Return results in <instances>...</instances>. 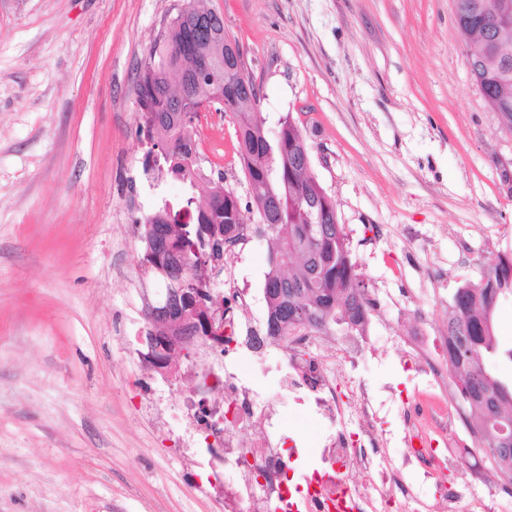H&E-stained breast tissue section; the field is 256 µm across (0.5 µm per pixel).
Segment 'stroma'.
I'll return each instance as SVG.
<instances>
[{
    "mask_svg": "<svg viewBox=\"0 0 512 512\" xmlns=\"http://www.w3.org/2000/svg\"><path fill=\"white\" fill-rule=\"evenodd\" d=\"M187 0H0V512H224L204 449L184 447L177 401L193 383L140 367L146 302L130 211L158 198L200 207L141 176L159 150L137 76ZM220 12L260 92L268 134L292 115L336 202L379 309L373 351L347 372L368 391L393 464L409 401L431 389L408 358L447 326L457 288L512 254V130L471 79L452 0H202ZM198 165L239 199L238 287L262 302L269 243L237 154L233 119L201 112ZM435 310L426 324L415 306ZM154 401L166 420L152 417ZM282 437L295 476L317 466L312 399L289 398ZM447 474L455 512H512L481 448Z\"/></svg>",
    "mask_w": 512,
    "mask_h": 512,
    "instance_id": "stroma-1",
    "label": "stroma"
}]
</instances>
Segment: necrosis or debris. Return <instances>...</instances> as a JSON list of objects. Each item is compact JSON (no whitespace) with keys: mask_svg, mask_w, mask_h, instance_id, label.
Listing matches in <instances>:
<instances>
[{"mask_svg":"<svg viewBox=\"0 0 512 512\" xmlns=\"http://www.w3.org/2000/svg\"><path fill=\"white\" fill-rule=\"evenodd\" d=\"M230 303L217 310L224 326V357L194 374L193 392L182 397L180 410L186 442L211 440L217 465L212 484L224 496V512H391L396 496L411 497L403 468L375 466L382 455L378 416L361 386L343 400L337 390L345 365L363 352L370 338L353 335L344 345L327 335L298 329L287 336L289 358L270 387L257 391L249 383L271 349L264 328L248 323L249 303L243 289H230ZM311 394L321 406L324 424L321 463L304 482L288 478L298 458L296 447L280 441L282 392ZM412 401L407 420L410 452L405 466L419 465L426 477L457 469L458 460L434 448L414 422L426 410ZM430 410L442 437L467 445L472 431L467 415L438 402ZM390 494L374 499L377 486Z\"/></svg>","mask_w":512,"mask_h":512,"instance_id":"obj_1","label":"necrosis or debris"}]
</instances>
